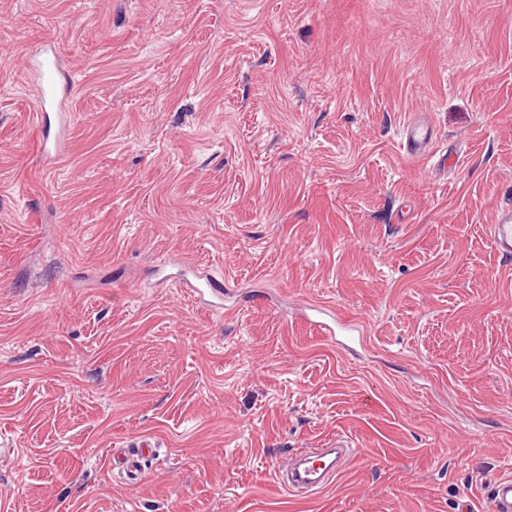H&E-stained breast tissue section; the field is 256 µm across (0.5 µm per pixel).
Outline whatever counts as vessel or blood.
<instances>
[{"instance_id":"b4317fda","label":"vessel or blood","mask_w":512,"mask_h":512,"mask_svg":"<svg viewBox=\"0 0 512 512\" xmlns=\"http://www.w3.org/2000/svg\"><path fill=\"white\" fill-rule=\"evenodd\" d=\"M56 55L42 57L35 69L36 108L45 112L47 108L61 103L69 90L68 82L58 77ZM400 148L404 154L435 162L437 167H448L455 161L453 154L442 151L434 141L432 126L424 121L407 122ZM489 235L496 251L504 257H512V210L497 213L489 227ZM154 442L143 438L124 448L111 451L110 464L122 467L128 479L141 478L140 462L152 456ZM347 456L343 448H306L294 457L282 462L277 468L281 484L297 495L316 494L330 486L345 463ZM492 512H512V475H496L489 478Z\"/></svg>"}]
</instances>
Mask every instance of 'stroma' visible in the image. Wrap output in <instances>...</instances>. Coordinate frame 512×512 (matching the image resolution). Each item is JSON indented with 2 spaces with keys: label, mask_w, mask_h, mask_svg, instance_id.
Segmentation results:
<instances>
[{
  "label": "stroma",
  "mask_w": 512,
  "mask_h": 512,
  "mask_svg": "<svg viewBox=\"0 0 512 512\" xmlns=\"http://www.w3.org/2000/svg\"><path fill=\"white\" fill-rule=\"evenodd\" d=\"M416 117L448 171L402 155ZM505 208L512 0H0V512H491ZM144 436L143 481L107 478ZM339 442L329 489L280 484ZM56 52L42 57L35 68V90H36V116L43 118L47 108L57 106L61 103L63 96L69 90L67 80L61 81L58 77ZM489 235L495 250L504 257H512V210L497 213L494 224L489 226ZM304 448L277 468L281 484L295 495L316 494L330 486L345 463L349 448Z\"/></svg>",
  "instance_id": "obj_1"
}]
</instances>
